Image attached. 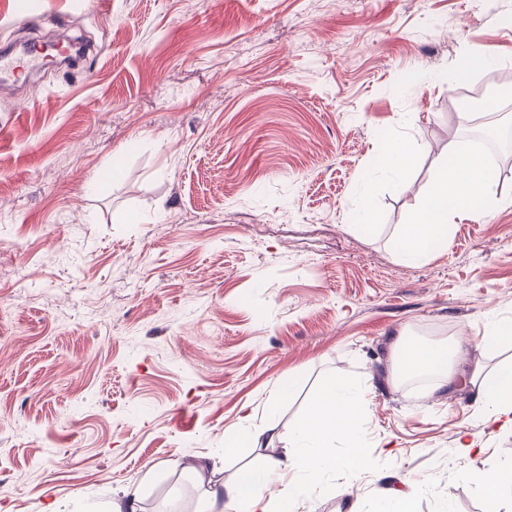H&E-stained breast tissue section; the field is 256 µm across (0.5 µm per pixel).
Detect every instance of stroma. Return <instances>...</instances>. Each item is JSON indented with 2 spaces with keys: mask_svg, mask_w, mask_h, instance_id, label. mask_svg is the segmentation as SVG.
<instances>
[{
  "mask_svg": "<svg viewBox=\"0 0 512 512\" xmlns=\"http://www.w3.org/2000/svg\"><path fill=\"white\" fill-rule=\"evenodd\" d=\"M12 2L0 47L63 32L90 52L0 91V512L134 488L198 512L334 378L368 390L377 467L325 475L301 512H385L398 490L512 512L471 478L512 462V429L389 361L401 333L512 359L486 341L512 319V172L507 206L455 220L444 250L393 247L466 104L512 121V0H44L37 24ZM471 56L493 65L461 72ZM391 141L417 155L405 176ZM415 161L412 150L405 146L390 144L384 155L383 165L391 171L402 173L411 169Z\"/></svg>",
  "mask_w": 512,
  "mask_h": 512,
  "instance_id": "35a3bbf8",
  "label": "stroma"
}]
</instances>
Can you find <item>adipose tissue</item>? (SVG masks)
Masks as SVG:
<instances>
[{"instance_id":"obj_1","label":"adipose tissue","mask_w":512,"mask_h":512,"mask_svg":"<svg viewBox=\"0 0 512 512\" xmlns=\"http://www.w3.org/2000/svg\"><path fill=\"white\" fill-rule=\"evenodd\" d=\"M451 157L394 242L395 249L406 260H422L444 247V231L456 216L485 215L500 204L479 155L455 151ZM465 353V342L459 338L449 347L420 344L402 335L392 343L397 379L429 372L439 375V385L445 388L462 376L475 389L490 417H512V364L493 371L478 361L463 370L448 366V357L460 361ZM364 411L361 384L327 381L307 415L295 425L282 456L262 460L235 480L212 484L200 512H299L310 496L313 481L323 473L344 467L374 468L373 459L360 446L358 422ZM336 441L345 445L343 457L330 451ZM285 472L296 473L298 479L281 490L277 484Z\"/></svg>"}]
</instances>
